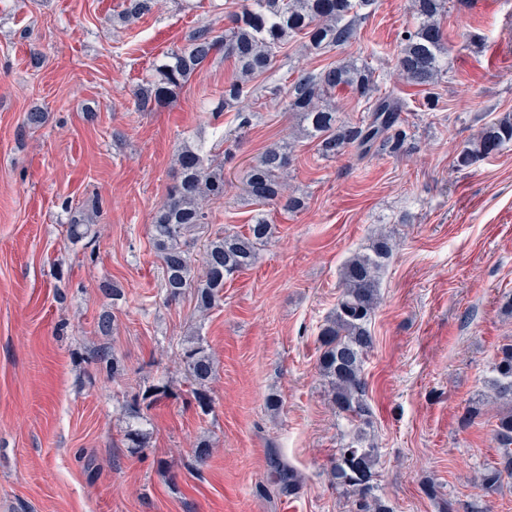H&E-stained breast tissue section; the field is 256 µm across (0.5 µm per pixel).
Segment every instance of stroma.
<instances>
[{
  "instance_id": "obj_1",
  "label": "stroma",
  "mask_w": 512,
  "mask_h": 512,
  "mask_svg": "<svg viewBox=\"0 0 512 512\" xmlns=\"http://www.w3.org/2000/svg\"><path fill=\"white\" fill-rule=\"evenodd\" d=\"M244 0H158L127 26L125 0H0V512H348L329 470L346 420L318 372V331L335 308L345 260L387 230L397 244L380 278L375 346L365 367L368 437L379 492L393 512H512V479L487 495L475 476L496 459L499 406L487 395L498 349L512 343V144L475 165L456 151L512 113V0H449L447 75L439 109L396 75L409 0H376L355 43L324 54L293 40L256 78L288 87L302 70L367 61L406 101L414 150L321 157L293 140L288 186L301 211L260 207L241 182L272 143L293 139L283 100L246 98L217 111L235 74L216 55L151 112L134 93L198 27L223 34ZM41 110L32 126L27 114ZM257 111L239 130L237 113ZM202 144L227 177L213 226L274 228L250 269L224 284L208 314L191 296L166 301L150 240L173 182L177 149ZM100 204L99 238L71 244L69 211ZM117 282L119 301L99 285ZM116 320L97 331L103 308ZM200 334L215 359L212 409L191 392L181 344ZM111 347L116 371L95 359ZM148 446L124 440L128 406L145 390ZM281 401L271 409L269 398ZM213 445L197 462L199 439ZM301 476L270 481L273 458ZM435 483L439 495L422 487Z\"/></svg>"
}]
</instances>
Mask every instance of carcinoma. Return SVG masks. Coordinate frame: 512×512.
Instances as JSON below:
<instances>
[{
	"label": "carcinoma",
	"mask_w": 512,
	"mask_h": 512,
	"mask_svg": "<svg viewBox=\"0 0 512 512\" xmlns=\"http://www.w3.org/2000/svg\"><path fill=\"white\" fill-rule=\"evenodd\" d=\"M446 0H411L418 24L403 32L397 58L399 76L416 86H432L442 76L443 27L440 16ZM375 0H246L241 12L229 16L224 35L215 36L208 27L194 30L185 47L168 53L170 63L161 80L135 92L139 112H151L182 88L188 78L217 50L234 60L237 77L219 94L218 108L256 94L253 79L266 72L276 53L288 41L302 36L311 54L342 49L357 37L356 17L369 10ZM156 0H128L123 18L132 23L152 12ZM348 88L365 102V115L356 123L339 124L331 95ZM288 111L299 116L301 132L317 141L327 158L353 148L364 158L377 147L392 157L410 153L411 135L401 117L404 103L392 91L374 81L366 62L342 59L303 73L286 91ZM512 143V116L506 115L484 129L457 152L455 163L467 168ZM289 142L266 149L246 174V191L259 204L281 203L289 210L303 206L301 198L288 193ZM180 167L153 224L152 243L162 266L161 288L166 298L176 300L186 291L194 294L195 307L205 313L224 298V281L255 264L258 247L271 240L272 225L257 216L246 233L218 230L208 238L200 267H195L184 238L194 228L212 223L209 208L224 197V173L205 163L201 154L183 147ZM97 236L95 224L84 214H73L66 224L67 240L76 244ZM395 242L380 234L363 251L353 253L340 271L341 292L336 308L318 332L321 353L319 373L326 380L330 402L346 414L354 426L349 439L338 449L330 470L336 489L351 499V512H392L378 494L376 448L368 442L370 408L366 403L364 363L374 346L370 324L380 302L379 274L392 255ZM188 372L196 384L193 396L200 409H211L212 399L204 389L215 373L213 355L196 336L185 349ZM489 397L502 412L493 430L499 447L498 459L482 465L477 484L487 493L498 491L504 479L512 478V344L502 345L491 366ZM281 490L295 491L300 475L291 466L278 464Z\"/></svg>",
	"instance_id": "cac0c4a2"
}]
</instances>
